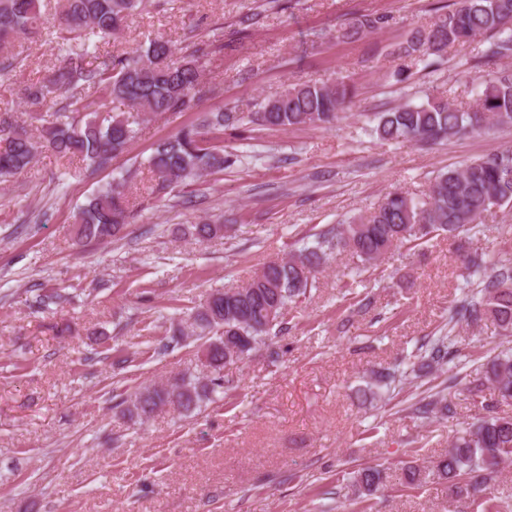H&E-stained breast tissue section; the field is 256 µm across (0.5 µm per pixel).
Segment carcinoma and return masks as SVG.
<instances>
[{
  "label": "carcinoma",
  "mask_w": 512,
  "mask_h": 512,
  "mask_svg": "<svg viewBox=\"0 0 512 512\" xmlns=\"http://www.w3.org/2000/svg\"><path fill=\"white\" fill-rule=\"evenodd\" d=\"M143 5L144 0H56L49 19L42 0H0V75L18 67L13 49L22 37H50L66 61L48 81L31 82L22 89L36 132L0 116V140L5 142L0 147V182L29 168L41 149L67 163L78 159L94 171L107 168L136 137L141 123L183 112L205 95L203 77L211 54L207 43L179 57L163 37L121 56L100 53L99 43L119 33ZM381 23L380 17L357 19L347 24L344 36H358ZM487 33L498 34V39L482 54L483 62L489 65L512 58V0H458L455 8L438 14L429 26L415 29L398 43L395 57L401 65L392 77L404 82L410 68L420 63L426 69L435 68L448 48ZM101 87L135 111L137 118L85 112L88 98ZM355 95L354 86L343 78L322 84L292 83L257 103L254 112H227L222 107L206 112L199 122L159 142L143 162L151 174V191L159 194L192 184L206 173L230 166L234 158L212 141L213 130H236L248 124L281 130L330 128ZM374 122V132L382 141L424 144L512 124V69H499L481 80L467 107L433 90L420 104L407 102L374 114ZM136 175L129 170L113 177L81 208L75 217L78 241L114 238L127 227L135 207L127 188ZM510 204L512 149L439 173L424 198L387 193L372 210L336 228L335 234H320L313 245L268 261L245 283L210 293L190 323L192 333L204 340L202 356L209 374L183 373L161 384L140 387L122 400L126 404L123 413L140 420L167 407L190 413L224 391V367L255 350L280 323L288 305L306 295L315 273L336 256L348 253L363 266H371L400 247L421 245L424 239L469 234L487 214ZM185 232L207 241L224 236V225L192 224ZM63 300L52 289L37 296L34 304L44 310ZM455 315L476 326L491 320L501 332L511 334L512 267L495 266L484 272ZM419 351L428 368H442L456 357L454 338L448 333L432 337ZM486 389L502 400H512V354L488 359L482 377L465 387L475 403ZM405 411L419 419H444L455 414V405L438 391ZM508 463H512V416L490 414L456 436L433 468L405 466L402 485L419 488L433 476L448 482L455 512L471 507L480 512H512L509 501L491 492ZM389 478L386 470L377 467L361 468L353 476L352 494L363 503L365 512L371 498L388 486Z\"/></svg>",
  "instance_id": "cac0c4a2"
}]
</instances>
